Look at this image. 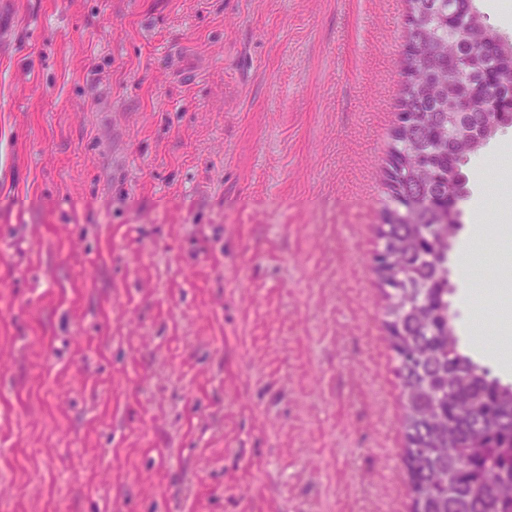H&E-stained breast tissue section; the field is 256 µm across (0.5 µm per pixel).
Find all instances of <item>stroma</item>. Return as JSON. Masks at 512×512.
<instances>
[{
    "label": "stroma",
    "instance_id": "1",
    "mask_svg": "<svg viewBox=\"0 0 512 512\" xmlns=\"http://www.w3.org/2000/svg\"><path fill=\"white\" fill-rule=\"evenodd\" d=\"M406 0H0V512H409L378 280ZM459 348L512 383V172Z\"/></svg>",
    "mask_w": 512,
    "mask_h": 512
}]
</instances>
